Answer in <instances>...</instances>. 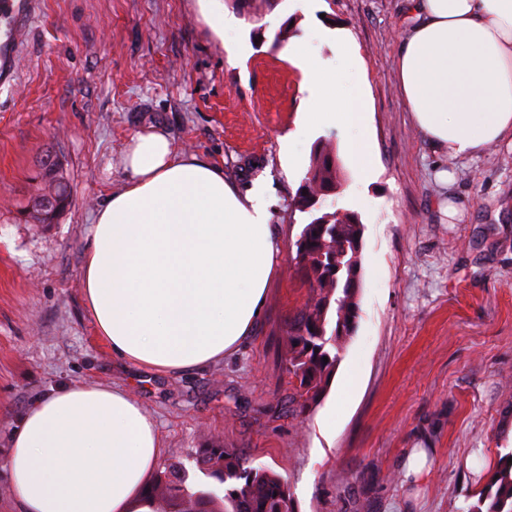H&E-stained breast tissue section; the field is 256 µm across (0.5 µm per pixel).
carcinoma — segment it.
I'll use <instances>...</instances> for the list:
<instances>
[{
	"mask_svg": "<svg viewBox=\"0 0 512 512\" xmlns=\"http://www.w3.org/2000/svg\"><path fill=\"white\" fill-rule=\"evenodd\" d=\"M338 165L327 147L314 150L304 183L291 200L292 211L308 215L293 243L294 267L307 298L285 325V362L288 375L307 402L326 391L340 352L353 336L359 317L361 251L357 241L363 225L357 214L324 210L327 197L312 203L302 194L306 183L336 192ZM328 360H323V357ZM200 471L216 479L217 489L194 490L175 470L160 473L147 494L161 504V512H295L287 480L226 448H205L197 458ZM486 509L512 512V463H498L481 492Z\"/></svg>",
	"mask_w": 512,
	"mask_h": 512,
	"instance_id": "1",
	"label": "carcinoma"
}]
</instances>
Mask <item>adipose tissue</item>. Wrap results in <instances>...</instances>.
<instances>
[{
    "label": "adipose tissue",
    "instance_id": "ef3b65f1",
    "mask_svg": "<svg viewBox=\"0 0 512 512\" xmlns=\"http://www.w3.org/2000/svg\"><path fill=\"white\" fill-rule=\"evenodd\" d=\"M407 9L396 73L422 138L450 159L512 146V0H407ZM321 34L335 39L336 62H304L303 125L342 129L362 163L364 93L346 84L360 58L341 32ZM124 171L84 249L97 335L123 364L162 374L222 360L251 336L281 260L262 189L239 191L154 127L130 138ZM161 451L127 388L73 384L28 407L0 466L19 512H158L146 487Z\"/></svg>",
    "mask_w": 512,
    "mask_h": 512
}]
</instances>
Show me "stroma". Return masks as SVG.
<instances>
[{
    "mask_svg": "<svg viewBox=\"0 0 512 512\" xmlns=\"http://www.w3.org/2000/svg\"><path fill=\"white\" fill-rule=\"evenodd\" d=\"M223 2L241 21L235 65L199 0H39L14 80L0 85V463L36 398L120 384L157 424V471L185 469L188 485L205 482L196 457L216 445L286 476L295 512H470L512 453V149L450 162L417 133L395 72L403 0H314L362 59L363 171L343 132L302 127L305 73L281 47L300 39L324 59L335 47L301 0ZM148 126L222 165L239 190L264 185L286 254L252 337L179 375L115 360L82 296L95 208L123 183L126 143ZM321 141L339 168L337 207L363 224L362 288L329 387L302 409L284 326L306 294L290 258L307 217L290 203ZM50 147L70 203L57 223L29 224L28 177ZM285 150L298 160L288 170Z\"/></svg>",
    "mask_w": 512,
    "mask_h": 512,
    "instance_id": "obj_1",
    "label": "stroma"
}]
</instances>
